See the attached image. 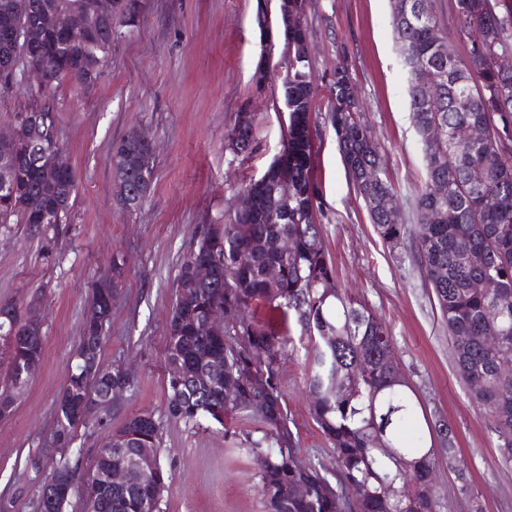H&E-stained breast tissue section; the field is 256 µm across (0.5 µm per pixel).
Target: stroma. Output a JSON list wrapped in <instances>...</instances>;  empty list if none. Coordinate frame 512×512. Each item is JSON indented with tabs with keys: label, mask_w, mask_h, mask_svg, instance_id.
<instances>
[{
	"label": "stroma",
	"mask_w": 512,
	"mask_h": 512,
	"mask_svg": "<svg viewBox=\"0 0 512 512\" xmlns=\"http://www.w3.org/2000/svg\"><path fill=\"white\" fill-rule=\"evenodd\" d=\"M258 0H145L136 28L115 26L112 64L93 84L60 81L58 138L77 173L78 194L53 250L42 236L0 227V300L39 296L45 352L38 372L0 420V512H34L38 487L59 460L45 441L78 345L93 284L122 256L121 290L112 302L101 362L124 364L135 384L101 422L81 429L68 449L88 463L129 415L147 411L160 427V461L170 486L161 512H264L260 476L235 434L205 422L193 427L167 408L165 348L172 283L198 225L220 224L238 186L259 178L282 147L280 85L256 86L258 65L275 68L283 35H264ZM392 0H308L306 26L316 74L347 56L381 146L386 172L407 224L425 177L421 139L409 109L391 25ZM255 117L257 145L247 157L224 148L238 113ZM314 163L322 235L342 288L385 319L399 368L428 419L454 431L453 449L437 452L440 512H512V466L503 464L469 387L460 379L448 329L411 246L385 245L342 164L329 122L316 121ZM148 133L156 157L142 204L114 197L112 145ZM281 374L291 429L303 457L335 471L330 442L315 422L304 381L306 343L297 339ZM471 480L459 490V473Z\"/></svg>",
	"instance_id": "obj_1"
}]
</instances>
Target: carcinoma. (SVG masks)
Returning <instances> with one entry per match:
<instances>
[{
	"label": "carcinoma",
	"instance_id": "1",
	"mask_svg": "<svg viewBox=\"0 0 512 512\" xmlns=\"http://www.w3.org/2000/svg\"><path fill=\"white\" fill-rule=\"evenodd\" d=\"M144 0H0V89L9 90L14 73L33 65L45 79L40 89H25L26 104L14 112L40 113L41 121L22 131L19 142L0 144L11 153L10 192L0 193V225L24 224L41 230L52 251L54 233L73 205L77 175L18 157L24 141L57 136L52 91L62 78L94 83L102 74L98 57L111 53L114 22L136 27ZM409 17H392L416 129L422 136L426 174L414 199L415 230L401 212L368 210L383 242L393 248L412 237L423 279L432 288L441 320L448 326L456 369L473 392L481 418L496 440L501 461L512 464V73L495 59L512 54V9L501 0H452L457 34L467 43L458 56L440 25L436 0H408ZM75 15L85 29L70 31ZM26 24L38 29L34 51L23 56L12 39ZM293 48L288 57V88L283 90L287 119L282 150L263 175L235 192L236 207L222 224H203L183 256L174 281L165 363L177 365L184 382L167 380L169 414L187 424L212 420L221 425L253 416L260 436L247 434L245 451L259 469L266 512H440L433 472L436 453L428 437L453 447L447 422H426L408 439L404 431L418 414L414 393L400 371L386 322L339 286L321 234L322 203L313 173L316 149L312 124L318 115V80L331 100L325 114L336 136L345 171L365 204L393 191L380 144L364 119L365 107L347 57L317 78L307 29L279 23ZM433 83L437 93L427 96ZM440 128L425 138L431 124ZM485 125L489 136L470 141V127ZM133 131L113 144L116 184L134 190L139 207L151 187L154 156ZM256 145L255 124H233L224 146L249 156ZM290 247L283 249V241ZM217 269L207 284L195 281V268ZM124 259L113 262L112 281L94 284L89 304L102 315L83 323L79 344L102 349L112 300L120 292ZM482 279L481 290L473 282ZM224 307L240 312L237 327L216 336L203 318ZM264 308L273 314L256 315ZM38 300L0 301V419L11 415L27 386L21 369L44 353L43 320L34 316ZM497 339L487 342L488 332ZM308 341L304 368L314 419L332 444L336 485L302 458L289 427L280 364L290 335ZM206 360L221 382L196 384L199 360ZM122 364L110 368L73 360L55 409L48 442L69 448L87 425L77 409L91 405L109 387H131ZM137 448H150L154 473L134 474L124 485L103 486L96 512H160L167 476L159 457V425L148 412L134 413L98 449L82 480L79 463L62 454L52 471L54 483L38 489L36 512H67L77 495H88V479L103 482ZM364 484L369 492L355 500L345 487ZM305 487L301 497L294 495Z\"/></svg>",
	"mask_w": 512,
	"mask_h": 512
}]
</instances>
